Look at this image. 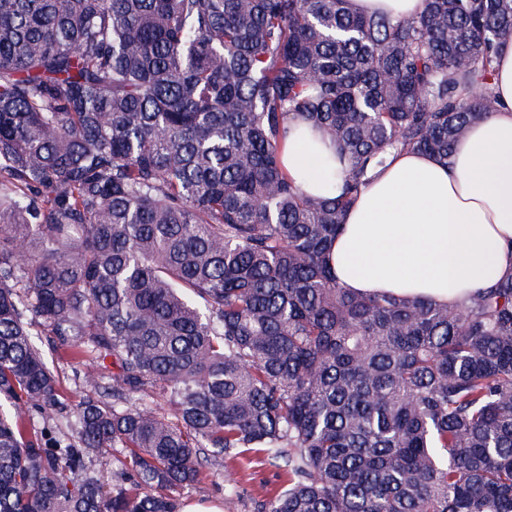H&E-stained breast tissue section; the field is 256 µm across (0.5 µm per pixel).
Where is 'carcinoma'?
<instances>
[{"label": "carcinoma", "instance_id": "1", "mask_svg": "<svg viewBox=\"0 0 512 512\" xmlns=\"http://www.w3.org/2000/svg\"><path fill=\"white\" fill-rule=\"evenodd\" d=\"M510 40L512 0H0V512H181L252 452L288 475L259 512H512V276L450 309L329 260L369 171L494 109ZM297 118L341 194L284 169ZM425 0H350L352 8L361 12L365 9H384L391 18H402L419 15ZM48 337L49 336H39L43 341L42 347L45 351L48 362L54 368L55 372H57L62 401L67 404H74L79 401L83 395L81 385V370L83 367L74 362L65 360L58 362L55 360V356L52 355L51 350L47 346L46 339ZM52 360H54V362H52Z\"/></svg>", "mask_w": 512, "mask_h": 512}]
</instances>
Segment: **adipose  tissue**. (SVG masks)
I'll return each instance as SVG.
<instances>
[{"mask_svg": "<svg viewBox=\"0 0 512 512\" xmlns=\"http://www.w3.org/2000/svg\"><path fill=\"white\" fill-rule=\"evenodd\" d=\"M491 84L495 109L468 127L447 161L396 151L369 176L330 253L344 287L452 307L512 275V41L496 52ZM283 161L320 196L348 176L303 119L292 124Z\"/></svg>", "mask_w": 512, "mask_h": 512, "instance_id": "1", "label": "adipose tissue"}]
</instances>
